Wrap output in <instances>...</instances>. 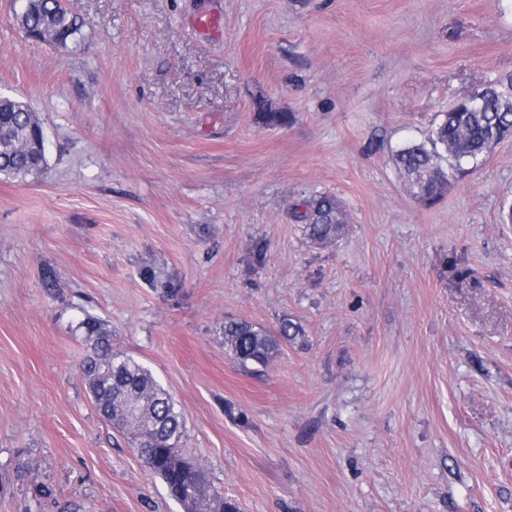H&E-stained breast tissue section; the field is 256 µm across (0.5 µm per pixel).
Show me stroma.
Instances as JSON below:
<instances>
[{
  "label": "stroma",
  "mask_w": 512,
  "mask_h": 512,
  "mask_svg": "<svg viewBox=\"0 0 512 512\" xmlns=\"http://www.w3.org/2000/svg\"><path fill=\"white\" fill-rule=\"evenodd\" d=\"M20 8L0 97L46 165L0 177V512H183L88 397L86 311L240 512H512V139L430 207L393 162L512 74V0H67L64 46ZM320 193L326 246L291 217ZM283 316L304 336L236 367L225 321ZM293 219L303 224L308 238L320 244L332 243L346 224L345 213L335 196L318 195L297 204Z\"/></svg>",
  "instance_id": "obj_1"
}]
</instances>
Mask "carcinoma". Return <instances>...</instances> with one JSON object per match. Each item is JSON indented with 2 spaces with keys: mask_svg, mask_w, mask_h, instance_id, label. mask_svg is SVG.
Returning a JSON list of instances; mask_svg holds the SVG:
<instances>
[{
  "mask_svg": "<svg viewBox=\"0 0 512 512\" xmlns=\"http://www.w3.org/2000/svg\"><path fill=\"white\" fill-rule=\"evenodd\" d=\"M22 25L61 45L80 30L60 0H35ZM510 89L512 75H506L483 88L478 102L459 99L441 113L430 145L411 143L396 151L394 163L410 195L425 205L434 204L448 186L443 161L461 170L512 138ZM42 130L26 104L0 97V175L24 180L37 174L41 164L36 139ZM292 217L303 225L308 238L320 244L334 242L346 224L339 201L326 194L297 204ZM75 330L95 340L81 373L99 415L132 436L134 451L160 478L169 496L184 512H238L235 503L208 483L202 467L183 455L182 413L152 372L134 357L112 351L107 324L100 317L83 312ZM222 335L230 358L244 370L258 373L305 331L284 316L272 329L245 320L226 321Z\"/></svg>",
  "mask_w": 512,
  "mask_h": 512,
  "instance_id": "cac0c4a2",
  "label": "carcinoma"
}]
</instances>
